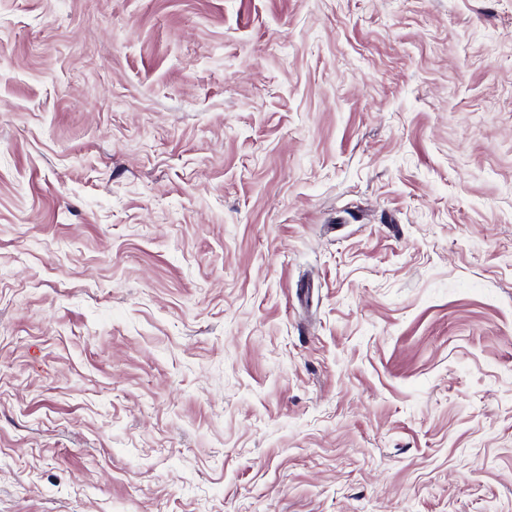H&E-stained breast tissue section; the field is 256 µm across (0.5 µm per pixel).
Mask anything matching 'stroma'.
Returning a JSON list of instances; mask_svg holds the SVG:
<instances>
[{
  "label": "stroma",
  "mask_w": 512,
  "mask_h": 512,
  "mask_svg": "<svg viewBox=\"0 0 512 512\" xmlns=\"http://www.w3.org/2000/svg\"><path fill=\"white\" fill-rule=\"evenodd\" d=\"M0 512H512V0H0Z\"/></svg>",
  "instance_id": "stroma-1"
}]
</instances>
